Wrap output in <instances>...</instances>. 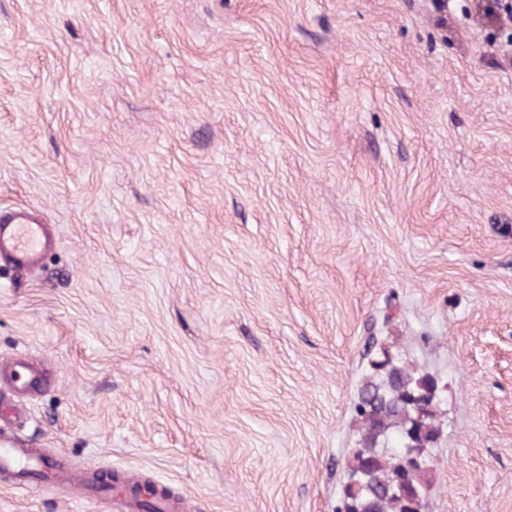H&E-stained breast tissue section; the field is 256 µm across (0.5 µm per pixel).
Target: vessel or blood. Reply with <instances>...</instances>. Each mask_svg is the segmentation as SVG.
<instances>
[{
  "instance_id": "b4317fda",
  "label": "vessel or blood",
  "mask_w": 512,
  "mask_h": 512,
  "mask_svg": "<svg viewBox=\"0 0 512 512\" xmlns=\"http://www.w3.org/2000/svg\"><path fill=\"white\" fill-rule=\"evenodd\" d=\"M55 243L51 226L35 221L27 211L0 212V258L8 259L15 269L36 266ZM0 376L8 385L0 393V474L16 476L34 469L42 474L44 486H79V479L60 460L24 447L11 429L16 397L45 390L44 366L21 356L1 370Z\"/></svg>"
}]
</instances>
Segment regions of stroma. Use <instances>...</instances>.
Instances as JSON below:
<instances>
[{
    "label": "stroma",
    "instance_id": "1",
    "mask_svg": "<svg viewBox=\"0 0 512 512\" xmlns=\"http://www.w3.org/2000/svg\"><path fill=\"white\" fill-rule=\"evenodd\" d=\"M489 0H0L12 429L192 512H336L373 341L439 380L426 512H512V20ZM0 512H124L11 489ZM55 244L50 224L35 221L25 210L0 212V258L8 259L15 269L36 266Z\"/></svg>",
    "mask_w": 512,
    "mask_h": 512
}]
</instances>
